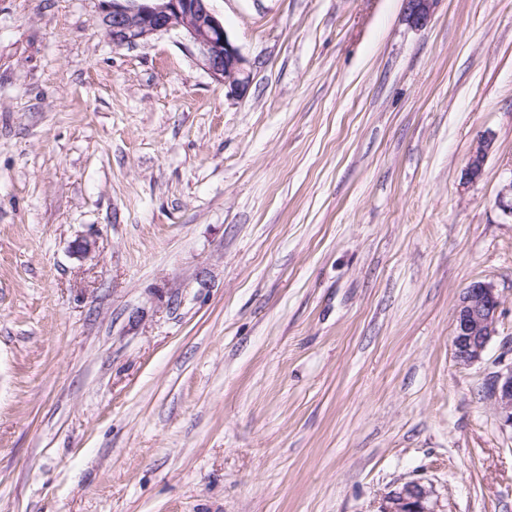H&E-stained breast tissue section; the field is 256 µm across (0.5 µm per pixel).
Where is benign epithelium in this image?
<instances>
[{
	"label": "benign epithelium",
	"mask_w": 512,
	"mask_h": 512,
	"mask_svg": "<svg viewBox=\"0 0 512 512\" xmlns=\"http://www.w3.org/2000/svg\"><path fill=\"white\" fill-rule=\"evenodd\" d=\"M439 2L403 0L405 21L417 29L427 27ZM100 4L113 44H135L158 34L182 36L192 45L201 67L227 87L229 94L239 96L247 90V61L209 0H100ZM491 149V141H479L466 164L467 180L482 176ZM497 202L512 216V178L503 182ZM500 307L498 294L485 282H474L463 291L453 311L451 338L458 365L470 367L483 359L488 344L498 334ZM487 397L495 412L512 425V362L492 376ZM431 497V489L422 482H404L385 494L378 512H436Z\"/></svg>",
	"instance_id": "7a95c632"
}]
</instances>
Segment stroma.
I'll use <instances>...</instances> for the list:
<instances>
[{"label": "stroma", "instance_id": "obj_1", "mask_svg": "<svg viewBox=\"0 0 512 512\" xmlns=\"http://www.w3.org/2000/svg\"><path fill=\"white\" fill-rule=\"evenodd\" d=\"M211 6L238 96L99 0H0V512H512V0ZM441 0H403L405 21L414 28H426ZM492 149V143L490 140L481 139L478 146L470 154L466 168L465 176L469 181H475L479 179L484 171L487 156ZM501 300L485 282H474L462 293L453 311L451 338L454 358L461 367L483 359L488 344L498 334ZM487 397L495 412L512 425V361L492 376ZM431 497V489L422 482H404L385 494L377 512H436Z\"/></svg>", "mask_w": 512, "mask_h": 512}]
</instances>
